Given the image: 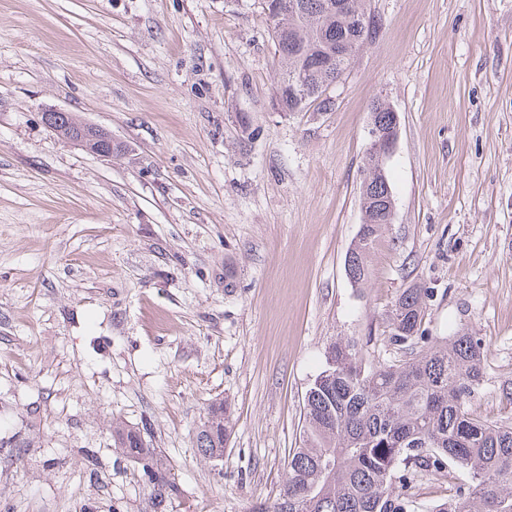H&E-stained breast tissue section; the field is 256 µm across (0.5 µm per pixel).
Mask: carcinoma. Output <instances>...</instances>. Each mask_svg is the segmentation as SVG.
<instances>
[{"instance_id": "1", "label": "carcinoma", "mask_w": 512, "mask_h": 512, "mask_svg": "<svg viewBox=\"0 0 512 512\" xmlns=\"http://www.w3.org/2000/svg\"><path fill=\"white\" fill-rule=\"evenodd\" d=\"M262 9L272 23L279 76L274 100L283 112H302L336 84L351 58L332 69L318 58L342 41L360 50L369 37L365 0H351L341 17L328 0H299L296 14L274 17L268 0ZM304 79L295 93L291 79ZM386 216L362 225L349 251L354 283L369 278L367 253ZM425 288H406L391 312V342L403 358L367 361L353 340L329 348L325 368L305 395L301 446L288 456V476L279 496L255 512H408V472L463 468L469 481L431 512H512V425L491 423L466 409L483 384L484 346L467 332L429 338L421 329ZM229 426L223 401L207 407L196 432V448L211 459L224 454ZM114 446L137 465L149 491L151 512H166L181 490L167 459L147 446L141 429L115 426Z\"/></svg>"}]
</instances>
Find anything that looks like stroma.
Wrapping results in <instances>:
<instances>
[{
    "mask_svg": "<svg viewBox=\"0 0 512 512\" xmlns=\"http://www.w3.org/2000/svg\"><path fill=\"white\" fill-rule=\"evenodd\" d=\"M328 111H280L258 0H0V512H143L112 442L144 427L173 512H252L301 444L329 347L397 359L390 314L488 349L470 413L512 422V0H367ZM397 112L391 224L355 285L373 100ZM112 134L102 158L46 110ZM230 405L222 460L195 435ZM416 473L412 512L462 482Z\"/></svg>",
    "mask_w": 512,
    "mask_h": 512,
    "instance_id": "1",
    "label": "stroma"
}]
</instances>
